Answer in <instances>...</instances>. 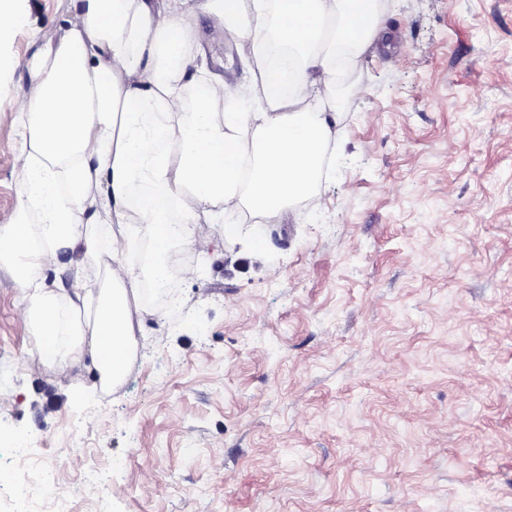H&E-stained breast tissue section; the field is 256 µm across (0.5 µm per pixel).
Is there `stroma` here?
<instances>
[{"label":"stroma","instance_id":"1","mask_svg":"<svg viewBox=\"0 0 512 512\" xmlns=\"http://www.w3.org/2000/svg\"><path fill=\"white\" fill-rule=\"evenodd\" d=\"M74 0H19L0 42V225L20 204L25 65ZM391 39L336 81L339 133L313 194L194 225L178 308L132 307L143 351L121 384L28 361L32 329L0 266V512L12 450L60 456L73 512H512V0H382ZM209 70L249 74L223 21L191 34ZM123 262L155 226L115 225ZM103 265L83 247L46 284ZM81 445L65 450L69 419ZM109 467L112 497L83 481Z\"/></svg>","mask_w":512,"mask_h":512}]
</instances>
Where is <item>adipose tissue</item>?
<instances>
[{
    "mask_svg": "<svg viewBox=\"0 0 512 512\" xmlns=\"http://www.w3.org/2000/svg\"><path fill=\"white\" fill-rule=\"evenodd\" d=\"M75 9L64 33L47 38L26 65L35 92L20 108L23 186L16 222L0 226V257L12 261L33 328L30 363L80 366L111 388L133 358L131 302L139 294L114 225L130 211L157 221L162 252L176 241L193 246L192 225L216 206L232 214L246 202L270 214L312 193L336 124L324 107L336 49L359 56L381 28L375 0H76ZM202 10L227 21L257 73L246 86L225 87L237 108L220 122L211 103L221 78L186 41ZM272 38L287 47V68L269 58ZM288 84L306 90L308 106L292 109ZM249 151L255 163L245 177L240 162ZM91 188L89 214L83 199ZM79 245L110 257L103 281L78 273L69 287L47 288L46 263Z\"/></svg>",
    "mask_w": 512,
    "mask_h": 512,
    "instance_id": "obj_1",
    "label": "adipose tissue"
}]
</instances>
